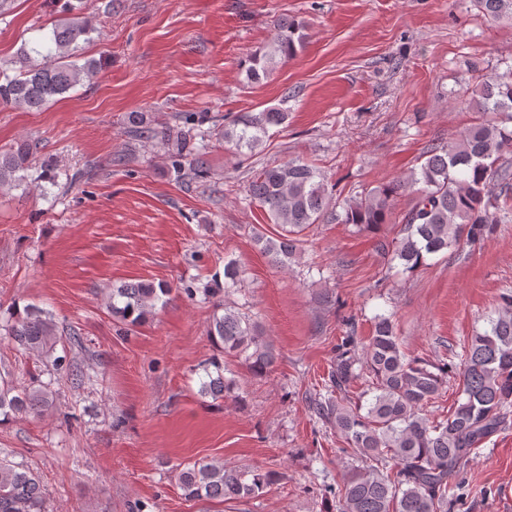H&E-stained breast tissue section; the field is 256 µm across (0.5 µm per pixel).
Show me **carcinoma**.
<instances>
[{"mask_svg": "<svg viewBox=\"0 0 512 512\" xmlns=\"http://www.w3.org/2000/svg\"><path fill=\"white\" fill-rule=\"evenodd\" d=\"M490 24L512 20V0H476ZM92 32L83 21L55 26L50 47L34 53L43 63L28 65L14 77L4 76L0 100L17 107L41 109L84 80L92 79L96 64H78L74 46ZM306 38L305 25L281 18L268 45L244 60L245 80L258 83L277 66L295 56ZM470 106L482 121L464 129L446 144L426 151L424 160L407 180L375 187L340 200L333 196L322 175L300 157L259 170L248 185L250 202L262 208L270 223L280 228L277 239L255 232L256 241L276 264L287 265L296 256L299 236L334 213L341 224L375 229L390 222L392 197L400 189L414 188L417 201L401 220L399 234L376 240L375 248L412 271L426 260L464 240H471L507 221L512 201V65L503 73L479 80L471 91ZM287 113L276 109L246 113L216 133L218 139L241 155L253 152L270 128L282 125ZM130 132L142 138L155 133L147 112H132ZM173 142L171 166L177 177L207 176L208 150L191 143L189 132L168 130ZM38 170L34 181L55 183L53 164L40 160L37 143L15 142L0 151V186H21L28 171ZM169 289L125 284L112 289V312L134 324L168 295ZM369 343L355 353L346 338L336 358L334 389L311 401L313 409L336 425L362 467L351 472L338 490L336 512H447L448 480L465 466L472 452L497 433L512 415V295L503 297L489 329L470 338L461 356L462 386L448 418L434 422L424 408L448 383V364H428L406 356L394 330L392 317H374ZM0 331L23 351L50 353L61 340L52 313L30 305L1 322ZM207 334L224 353L243 359L255 377L267 375L275 358L271 344L256 325L238 310L215 304ZM200 394L214 400L231 396L236 381L224 377V364L212 358L203 368ZM372 378V397L366 413L333 399L364 374ZM53 401L52 383H39L16 391L0 378V416L41 412ZM394 461L395 473L386 471ZM188 500L242 502L258 496L269 475L228 468L221 462L196 460L178 476ZM0 512H46V492L29 469L0 457Z\"/></svg>", "mask_w": 512, "mask_h": 512, "instance_id": "carcinoma-1", "label": "carcinoma"}]
</instances>
